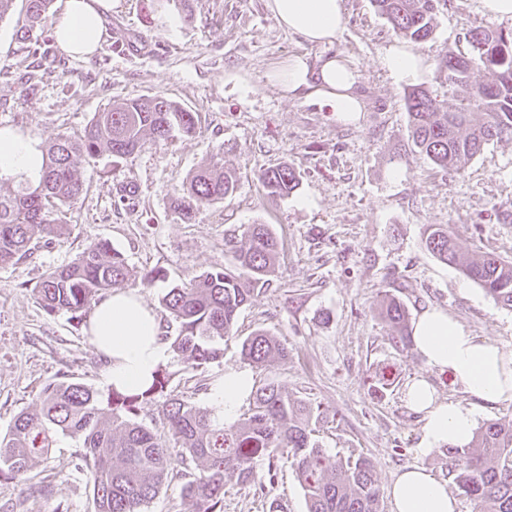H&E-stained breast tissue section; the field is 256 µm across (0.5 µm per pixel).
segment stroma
Wrapping results in <instances>:
<instances>
[{"instance_id":"1","label":"stroma","mask_w":512,"mask_h":512,"mask_svg":"<svg viewBox=\"0 0 512 512\" xmlns=\"http://www.w3.org/2000/svg\"><path fill=\"white\" fill-rule=\"evenodd\" d=\"M24 4L15 0L0 19V127L47 143L79 135L115 101L159 96L195 113L198 129L145 142L123 157L105 151L83 158L82 194L49 206L63 233L41 241L31 257L0 266V438L48 381L109 392L108 361L85 326L47 314L35 298L50 269L90 244L109 243L134 269L161 272L151 286L127 288L159 311L164 335L174 336L179 325L161 303L167 289L230 265L225 237L266 224L281 244L277 276L239 310L235 337L218 362L199 372L170 357L163 366L167 394L211 407L225 370L245 365L241 339L265 330L288 356L253 369L255 385L278 382L320 408L316 438L328 453L369 457L384 491L413 465L452 482L441 447H427L421 416L405 401L408 384L427 378L440 397L474 409L479 427L512 417V402H482L416 351L396 348L378 306L393 295L412 321L424 309L445 310L472 336L512 351V310L424 245L429 225L449 224L463 251L512 260V140L486 145L458 174L413 152L404 101L410 86L395 83L382 62L399 38L371 0H343L345 26L332 46L362 75L364 110L352 121L268 83L272 69L320 49L281 28L266 0H188L194 20L175 35L162 22L159 0H122L104 18L99 49L83 60L60 50L49 24L19 42ZM489 24L512 30V19H490L476 0H440L433 36L415 47L430 65L421 85L433 97L448 98L441 58L470 53L469 32ZM218 152L237 176L236 191L180 221L174 198ZM283 163L299 174L297 189L266 196L258 175ZM79 446L77 438L58 436L50 459L27 479H0V504H16V512H95L90 484L74 473ZM35 485L50 486V494L33 495ZM274 502L280 512H307L287 461L279 463L275 486L264 490L225 479L224 512H269Z\"/></svg>"}]
</instances>
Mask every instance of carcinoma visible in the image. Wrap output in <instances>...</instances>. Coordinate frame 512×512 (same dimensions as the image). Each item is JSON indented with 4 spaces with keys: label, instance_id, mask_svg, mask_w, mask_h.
Masks as SVG:
<instances>
[{
    "label": "carcinoma",
    "instance_id": "obj_1",
    "mask_svg": "<svg viewBox=\"0 0 512 512\" xmlns=\"http://www.w3.org/2000/svg\"><path fill=\"white\" fill-rule=\"evenodd\" d=\"M25 22L16 32L27 41L44 25L53 0H26ZM395 35L416 44L434 32L437 0H371ZM471 52L442 58L448 86L461 88L443 106L427 90L405 95L414 151L443 170L460 172L491 141L512 139V31L493 26L470 33ZM485 80L471 83L473 70ZM197 132L194 113L162 97L126 100L95 113L83 132L59 135L45 150L38 183L21 181L0 192V266L26 258L40 239L63 229L51 219L50 201L68 204L83 192L79 160L108 151L115 157L132 153L146 137L165 142L174 134ZM262 190L287 196L299 185L288 165L258 176ZM236 189L234 174L224 170L216 153L201 164L176 200L178 217L188 222L202 206L221 202ZM242 244L227 238L224 246L233 263L204 272L168 290L162 302L179 323L170 347L176 356L199 370L224 354L238 311L254 292L269 285L279 261V242L267 224H248ZM426 248L441 262L458 268L504 308L512 310V261L493 253L468 256L457 245L450 224H432ZM160 273L138 274L122 253L105 242L88 246L70 263L47 272L34 288L49 314L69 313L83 320L102 293L130 279L152 284ZM380 315L395 332V346L408 351L407 311L394 296ZM243 360L256 366L288 356L276 337L257 332L241 341ZM167 380L155 371L143 390L112 389L100 398L75 381H52L38 394L33 409L15 418L0 440V477L19 479L50 458L60 434L81 441L75 471L90 482L96 512H142L166 482L172 465L184 470L183 492L191 512H224V480L237 476L242 484L264 489L275 483L277 462L284 458L303 488L307 512H381L380 489L373 463L365 456L332 455L313 438L321 413L270 381L253 395V407L242 421L226 426L207 408L169 398L160 416L167 430L159 435L136 418L138 406L164 393ZM459 495L478 512H512V418L489 423L464 447L446 444Z\"/></svg>",
    "mask_w": 512,
    "mask_h": 512
}]
</instances>
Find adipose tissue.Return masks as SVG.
<instances>
[{"label": "adipose tissue", "instance_id": "obj_1", "mask_svg": "<svg viewBox=\"0 0 512 512\" xmlns=\"http://www.w3.org/2000/svg\"><path fill=\"white\" fill-rule=\"evenodd\" d=\"M121 0H65L53 27L59 47L71 58L83 59L100 46L103 15L119 10ZM277 23L312 45L333 43L344 27L342 0H266ZM383 64L395 82L424 79L429 65L424 57L403 45H392ZM269 82L292 97L331 109L338 119L350 120L362 112L359 71L340 56L296 57L288 67L269 73ZM43 150L39 140L18 129L0 128V177L39 181ZM89 339L109 361L108 386L120 390L149 385L155 370L170 353L162 338L157 312L140 294L115 290L103 295L89 316ZM414 349L431 367L448 373L455 387L490 402H512V352L477 340L448 313L428 309L417 317L412 333ZM253 377L245 369H228L215 386L212 402L224 420H232L250 397ZM409 406L421 413L429 444H467L474 415L459 403L439 398L424 378L406 390ZM392 512H458L455 497L444 481L421 466L400 473L388 490Z\"/></svg>", "mask_w": 512, "mask_h": 512}]
</instances>
